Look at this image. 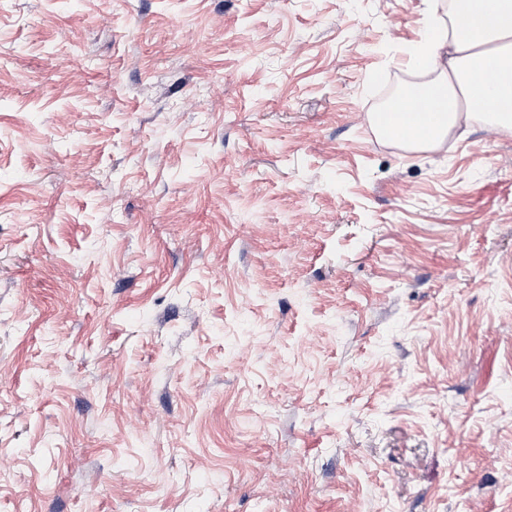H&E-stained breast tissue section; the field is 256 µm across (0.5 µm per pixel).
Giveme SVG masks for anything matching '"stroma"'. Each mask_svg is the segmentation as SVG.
Listing matches in <instances>:
<instances>
[{"mask_svg": "<svg viewBox=\"0 0 512 512\" xmlns=\"http://www.w3.org/2000/svg\"><path fill=\"white\" fill-rule=\"evenodd\" d=\"M427 0H0V512H512V135L375 136Z\"/></svg>", "mask_w": 512, "mask_h": 512, "instance_id": "35a3bbf8", "label": "stroma"}]
</instances>
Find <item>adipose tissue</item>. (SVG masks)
Returning <instances> with one entry per match:
<instances>
[{
	"label": "adipose tissue",
	"mask_w": 512,
	"mask_h": 512,
	"mask_svg": "<svg viewBox=\"0 0 512 512\" xmlns=\"http://www.w3.org/2000/svg\"><path fill=\"white\" fill-rule=\"evenodd\" d=\"M448 23L411 57L433 77L385 123L412 149L430 148L471 115L512 132V0H449Z\"/></svg>",
	"instance_id": "obj_1"
}]
</instances>
